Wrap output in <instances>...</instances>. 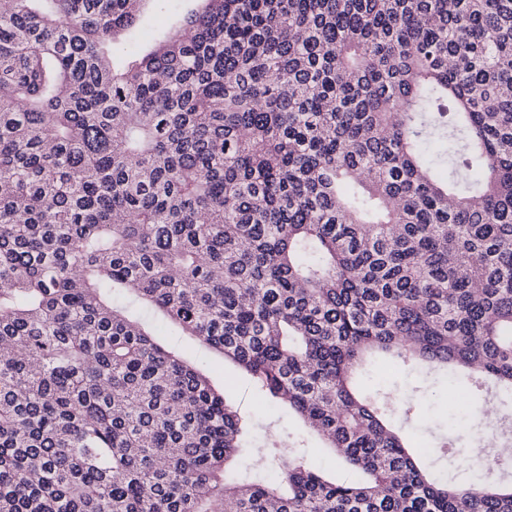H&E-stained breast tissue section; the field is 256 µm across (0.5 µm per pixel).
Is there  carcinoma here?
<instances>
[{
    "instance_id": "obj_1",
    "label": "carcinoma",
    "mask_w": 512,
    "mask_h": 512,
    "mask_svg": "<svg viewBox=\"0 0 512 512\" xmlns=\"http://www.w3.org/2000/svg\"><path fill=\"white\" fill-rule=\"evenodd\" d=\"M144 2L0 10V512H512L455 456L472 380L512 419V0H201L118 60ZM117 291L348 478L251 445ZM376 353L447 373L448 435L387 423Z\"/></svg>"
}]
</instances>
